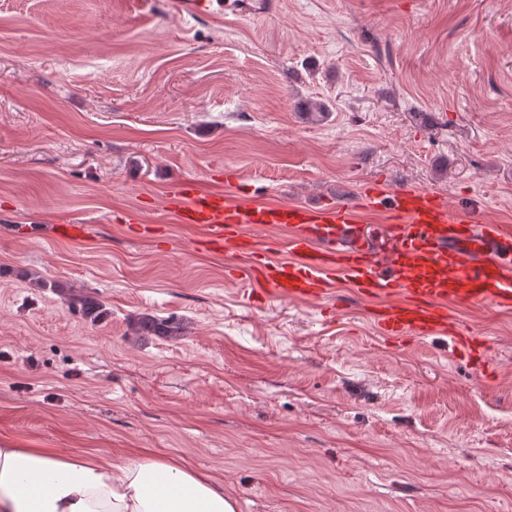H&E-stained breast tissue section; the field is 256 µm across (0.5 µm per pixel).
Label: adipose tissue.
Wrapping results in <instances>:
<instances>
[{
    "mask_svg": "<svg viewBox=\"0 0 512 512\" xmlns=\"http://www.w3.org/2000/svg\"><path fill=\"white\" fill-rule=\"evenodd\" d=\"M0 512H236L221 481L162 457L0 446Z\"/></svg>",
    "mask_w": 512,
    "mask_h": 512,
    "instance_id": "obj_1",
    "label": "adipose tissue"
}]
</instances>
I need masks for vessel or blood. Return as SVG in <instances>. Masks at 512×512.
Listing matches in <instances>:
<instances>
[{"mask_svg": "<svg viewBox=\"0 0 512 512\" xmlns=\"http://www.w3.org/2000/svg\"><path fill=\"white\" fill-rule=\"evenodd\" d=\"M178 17L224 21L221 0H170ZM169 204L177 220L200 228L197 246L236 259L231 275L249 287L247 300L323 303L333 319L338 282L369 305L381 336L447 339L453 356L489 358L491 343L467 329L457 310L486 306L512 313V225L482 224L434 193L418 188L366 187L353 204L232 202L221 191L174 184ZM381 215L387 243L375 245L361 213ZM284 231L279 243L264 231ZM286 257H278L279 247Z\"/></svg>", "mask_w": 512, "mask_h": 512, "instance_id": "b4317fda", "label": "vessel or blood"}]
</instances>
